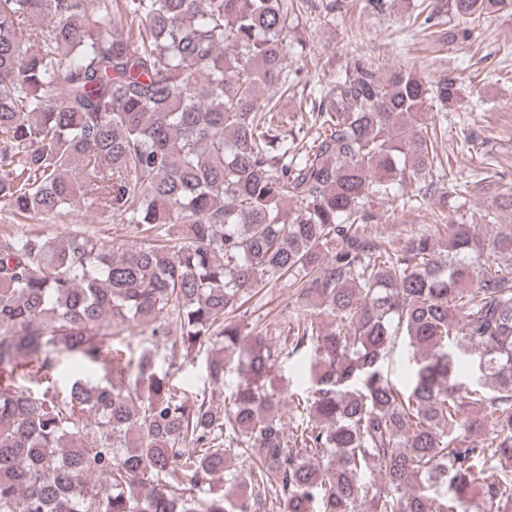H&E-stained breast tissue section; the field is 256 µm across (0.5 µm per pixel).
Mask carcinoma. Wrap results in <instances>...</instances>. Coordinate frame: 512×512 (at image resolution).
I'll use <instances>...</instances> for the list:
<instances>
[{
    "mask_svg": "<svg viewBox=\"0 0 512 512\" xmlns=\"http://www.w3.org/2000/svg\"><path fill=\"white\" fill-rule=\"evenodd\" d=\"M0 0V206L81 200L140 239L0 241V512H512V224L370 240L369 199L418 208L464 98L363 58L283 101L307 0ZM407 37L468 42L512 0H360ZM299 283L311 353L289 416L272 337L233 312ZM148 347L123 360L128 326ZM404 340L400 388L382 361ZM207 352L224 408L154 368ZM67 353L100 376L56 386ZM478 374L460 381L466 365ZM382 479L373 478L374 471Z\"/></svg>",
    "mask_w": 512,
    "mask_h": 512,
    "instance_id": "obj_1",
    "label": "carcinoma"
}]
</instances>
